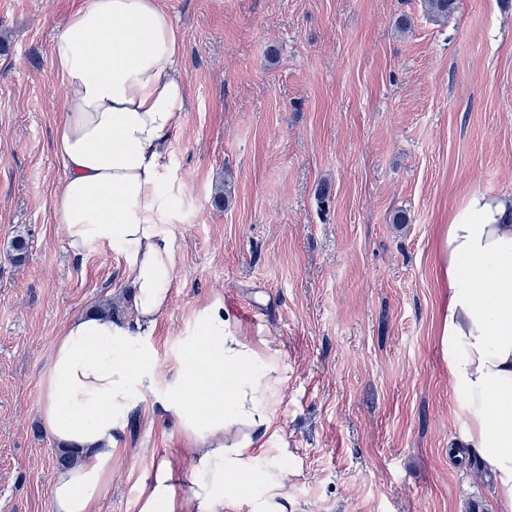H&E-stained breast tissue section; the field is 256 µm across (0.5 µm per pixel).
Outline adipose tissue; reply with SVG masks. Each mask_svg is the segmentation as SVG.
Wrapping results in <instances>:
<instances>
[{"label": "adipose tissue", "mask_w": 512, "mask_h": 512, "mask_svg": "<svg viewBox=\"0 0 512 512\" xmlns=\"http://www.w3.org/2000/svg\"><path fill=\"white\" fill-rule=\"evenodd\" d=\"M181 43L155 0H81L51 48L68 89L55 151L66 169L54 207L83 257L115 246L132 288L129 316L87 313L57 339L42 379L45 430L77 462L55 473L54 512H93L107 494L119 442L153 368L140 346L175 281L174 241L158 196L173 133L186 112L176 66ZM445 288L439 327L465 440L512 508V198L472 193L437 247ZM267 362L223 302L202 308L184 358L159 396L192 443V480L180 490L171 460L140 484L138 512H219L245 480L248 512H288L266 484L255 444L274 434Z\"/></svg>", "instance_id": "adipose-tissue-1"}]
</instances>
